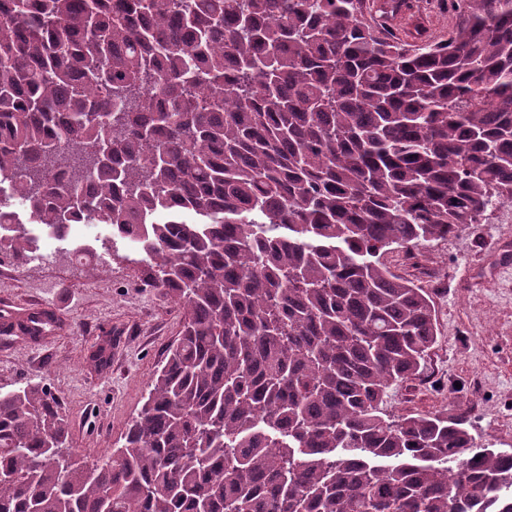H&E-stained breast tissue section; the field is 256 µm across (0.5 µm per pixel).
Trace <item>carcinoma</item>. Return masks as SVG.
Listing matches in <instances>:
<instances>
[{
    "mask_svg": "<svg viewBox=\"0 0 512 512\" xmlns=\"http://www.w3.org/2000/svg\"><path fill=\"white\" fill-rule=\"evenodd\" d=\"M363 0H0V193L136 243L180 335L93 462L0 392V512H512V453L388 417L437 341L391 271L512 204V0L421 45ZM0 253L35 239L0 198Z\"/></svg>",
    "mask_w": 512,
    "mask_h": 512,
    "instance_id": "1",
    "label": "carcinoma"
}]
</instances>
